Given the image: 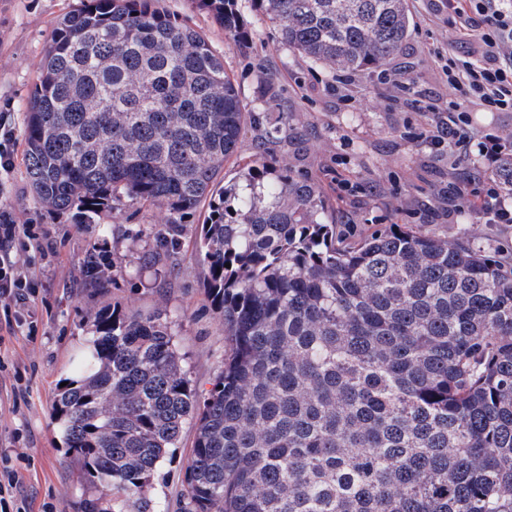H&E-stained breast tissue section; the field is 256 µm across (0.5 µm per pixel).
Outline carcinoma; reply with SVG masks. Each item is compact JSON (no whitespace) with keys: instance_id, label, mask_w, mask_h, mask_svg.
I'll return each instance as SVG.
<instances>
[{"instance_id":"1","label":"carcinoma","mask_w":512,"mask_h":512,"mask_svg":"<svg viewBox=\"0 0 512 512\" xmlns=\"http://www.w3.org/2000/svg\"><path fill=\"white\" fill-rule=\"evenodd\" d=\"M196 2L236 31L230 0ZM255 2L332 73L385 65L413 23L405 0ZM157 3L61 18L25 177L54 211L125 195L181 224L209 201L199 251L227 353L205 390L162 314L86 313L89 348L52 405L78 512H169L150 480L191 423L178 512H512V270L398 224L348 242L336 197L287 162L254 158L215 190L242 101L206 35ZM79 281H110L93 250Z\"/></svg>"}]
</instances>
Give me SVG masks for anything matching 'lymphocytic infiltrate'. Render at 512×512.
<instances>
[{
  "label": "lymphocytic infiltrate",
  "instance_id": "f902f5d3",
  "mask_svg": "<svg viewBox=\"0 0 512 512\" xmlns=\"http://www.w3.org/2000/svg\"><path fill=\"white\" fill-rule=\"evenodd\" d=\"M448 10V25L455 32L457 50L449 52L442 66L448 88L446 115L432 127L422 128L418 139L435 150L456 152L467 147L476 177L448 191V218L457 220L473 211L488 224H511L507 201L512 190L501 183L486 184L484 170L500 169L512 156V134H470L467 126L472 109L512 112V0H442ZM11 209L0 208V301L11 308L6 327L21 325L29 295L12 254L16 235L26 232Z\"/></svg>",
  "mask_w": 512,
  "mask_h": 512
}]
</instances>
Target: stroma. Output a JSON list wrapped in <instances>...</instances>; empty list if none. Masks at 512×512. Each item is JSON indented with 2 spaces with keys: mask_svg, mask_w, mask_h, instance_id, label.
Segmentation results:
<instances>
[{
  "mask_svg": "<svg viewBox=\"0 0 512 512\" xmlns=\"http://www.w3.org/2000/svg\"><path fill=\"white\" fill-rule=\"evenodd\" d=\"M189 16L223 54L240 98L256 119L247 123L238 158L267 164L290 162L295 170L326 185L342 183L338 230L351 238L405 224L417 232L463 243L512 266V224H482L473 213L449 223L448 186L472 172L462 153L433 151L403 137L405 128L425 127L430 115L413 100L441 97V57L453 31L437 0H407L414 27L403 51L386 64L389 82L378 72L351 74L345 84L288 50L255 0H235L236 34L225 33L192 0H164ZM81 0H0V113L22 131L26 101L37 81L50 36ZM24 144L0 184V204L18 223L45 229L52 256L36 248L19 250L23 273L35 295L24 328L0 342L9 387L21 373L23 401L0 403V453L13 456L28 512H75L81 495L76 466L65 455L51 417L58 383L72 376L81 344L91 334L85 312L119 301L144 311H161L174 322L177 346L198 385L224 366V323L205 294L206 267L195 250V229L208 214L200 206L181 226L175 249L161 247L156 208L128 199L98 215L71 209L56 212L37 204L25 179ZM104 255L112 268L108 287L88 294L79 288V262L87 250ZM193 429L182 448L162 462L154 478L155 498L176 505Z\"/></svg>",
  "mask_w": 512,
  "mask_h": 512,
  "instance_id": "obj_1",
  "label": "stroma"
}]
</instances>
